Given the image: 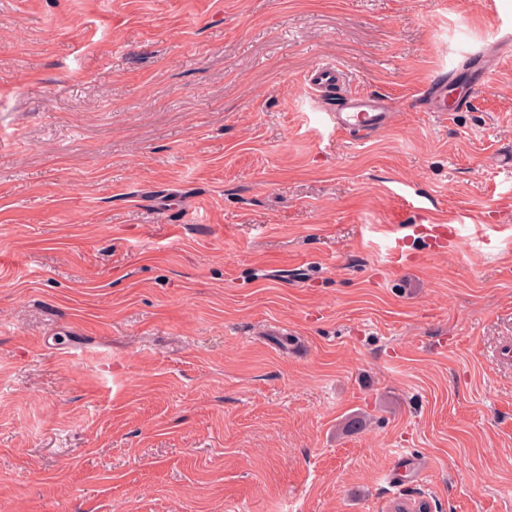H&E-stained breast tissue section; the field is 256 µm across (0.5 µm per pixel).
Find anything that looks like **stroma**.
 Here are the masks:
<instances>
[{
	"mask_svg": "<svg viewBox=\"0 0 512 512\" xmlns=\"http://www.w3.org/2000/svg\"><path fill=\"white\" fill-rule=\"evenodd\" d=\"M506 26L0 0V512H512ZM318 63L392 126L333 132ZM441 76L472 99L426 111ZM306 82L313 96L322 100L344 85L345 77L343 70L335 64L320 63L308 71Z\"/></svg>",
	"mask_w": 512,
	"mask_h": 512,
	"instance_id": "1",
	"label": "stroma"
}]
</instances>
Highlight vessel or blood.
Here are the masks:
<instances>
[{"label":"vessel or blood","instance_id":"1","mask_svg":"<svg viewBox=\"0 0 512 512\" xmlns=\"http://www.w3.org/2000/svg\"><path fill=\"white\" fill-rule=\"evenodd\" d=\"M308 87L318 99H325L337 87L344 85L341 68L330 63L312 67L306 76ZM428 111L448 109V89L445 79L430 84L423 93ZM394 120L393 106L388 99L369 94L346 93L338 110L328 111L326 121L333 131H346L358 136L389 128Z\"/></svg>","mask_w":512,"mask_h":512}]
</instances>
